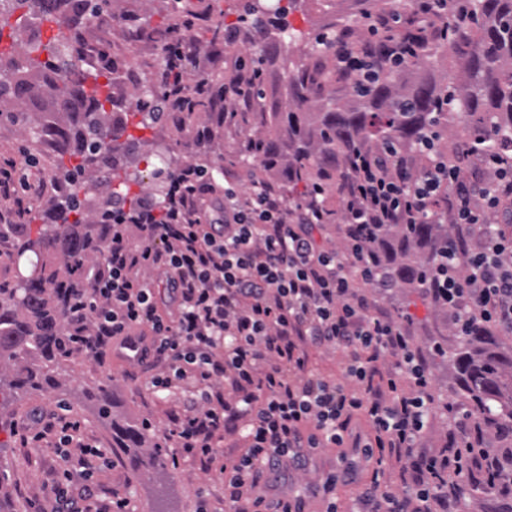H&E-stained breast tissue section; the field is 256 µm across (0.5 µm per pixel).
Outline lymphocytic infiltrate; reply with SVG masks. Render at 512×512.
Returning a JSON list of instances; mask_svg holds the SVG:
<instances>
[{"label": "lymphocytic infiltrate", "mask_w": 512, "mask_h": 512, "mask_svg": "<svg viewBox=\"0 0 512 512\" xmlns=\"http://www.w3.org/2000/svg\"><path fill=\"white\" fill-rule=\"evenodd\" d=\"M412 48L392 39L385 53L336 52L357 81H370ZM252 74L244 57L230 63L223 95L210 104L227 126L251 111ZM481 172L462 174L431 136L410 149L354 153L347 164L344 252L318 240L327 224L317 194L289 204L275 183L249 191L225 182L214 197L212 167L185 165L167 180L162 197L139 194L134 205L106 203L89 248L104 259L86 269L90 288L67 296L65 352L119 351L129 344L155 354L162 370L150 389H179L187 399L172 434L187 457L218 465L228 512H305L298 496H272L271 480L304 468L319 448H359L366 461L404 462L402 493L378 481L364 485L361 512H467L471 468L482 459L497 480L512 457L476 454L452 443L449 453L422 455L434 398L424 357L404 327L370 315L356 281L380 280L371 235L382 224L455 226L438 243L425 279L446 308L455 332L480 324L493 336H512V156L480 134L468 146ZM427 158L414 171L415 156ZM500 216L494 229L488 213ZM156 271L157 279L147 278ZM169 293L159 304L157 283ZM331 346L345 354L344 387L309 370V350ZM395 359L381 371L384 356ZM406 378L411 390L399 387ZM364 420L366 435L352 423ZM245 422L244 445L231 466L219 465L225 437Z\"/></svg>", "instance_id": "lymphocytic-infiltrate-1"}]
</instances>
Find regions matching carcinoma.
<instances>
[{
    "mask_svg": "<svg viewBox=\"0 0 512 512\" xmlns=\"http://www.w3.org/2000/svg\"><path fill=\"white\" fill-rule=\"evenodd\" d=\"M179 2L174 0L172 15L153 28L162 42V84L145 86L135 110L116 117L110 126L104 122L107 107L113 105L109 75L85 74L76 67L85 45L81 34H69L60 28L46 42L31 37L26 53L0 51V98L22 100L27 88L40 84L56 101H65L74 94L85 100L89 111L80 117L81 127L76 133L59 127L52 130V140L60 143L53 159L54 176L75 183L76 191L89 194L118 179L120 195L129 197L131 179L121 176V167L114 161V152L120 149L117 139L130 127H152L161 113L145 111L147 102L168 98L176 91L179 75L168 58L181 28L189 21ZM106 9L107 0H0V22L17 11L22 19L36 16L42 22L56 24L61 16L71 13L98 20ZM442 24L453 33L451 42L467 77L465 84L447 85L432 77L408 76L404 84L397 85L393 75L410 73L423 56L440 50L441 28L419 24L416 36L423 42V54L408 57L399 67L381 71L360 85L351 83L349 75L336 73V93H341L339 84L351 85L352 95L362 101L360 106L338 105L318 113L313 122L303 112H267L261 107L252 113L258 136L253 152H238L232 162L242 166H250L259 158L270 166L278 162V140L262 134L265 127L277 129L288 138L292 150L288 163L291 171L282 190L286 198L300 199L310 188L311 171H324L328 159L338 168L355 147L378 149L389 142L402 148L414 145L423 137L437 100L443 95L448 97V111L438 114L441 132L458 124L488 131L504 154L512 153V0H457ZM307 45L314 66L297 65L290 74L293 97L300 104L308 95L321 91L331 73L333 57V43L324 40L322 33L309 35ZM108 127L112 128L110 142L102 137ZM447 156L461 169L471 162L456 142L448 147ZM437 238H448L446 225L385 226L373 242L374 250L385 255L381 278L425 297L424 277L434 259L429 246ZM17 249L20 256L33 250L37 267L36 275L24 281L18 280L10 287L0 285V365L6 368L0 371L3 399L20 390L54 384L44 364L53 362L60 349L66 330L63 302L72 283L59 278L58 271L46 270L42 256L51 253L59 257L70 276L81 275L80 267L68 265L70 257L88 256L84 234L78 225L65 219L40 225L37 239H27ZM436 353L448 358L455 373L456 395L482 417L487 428H512V353L502 348L497 337L475 325L458 337L453 349L440 347ZM93 396L100 416L111 420L116 447L128 449L131 460L139 466H156V456L139 454L146 442L143 426L112 419L107 386H99Z\"/></svg>",
    "mask_w": 512,
    "mask_h": 512,
    "instance_id": "carcinoma-1",
    "label": "carcinoma"
}]
</instances>
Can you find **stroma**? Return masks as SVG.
<instances>
[{
    "instance_id": "1",
    "label": "stroma",
    "mask_w": 512,
    "mask_h": 512,
    "mask_svg": "<svg viewBox=\"0 0 512 512\" xmlns=\"http://www.w3.org/2000/svg\"><path fill=\"white\" fill-rule=\"evenodd\" d=\"M184 5L199 12L201 18L193 34L196 45L186 63L195 76H227L223 59L212 57L210 27L217 9H224L225 23H234L239 13V0H183ZM171 7V0H112L110 11L102 20L89 25L87 40L108 41L119 69L112 75V90L119 109L134 105L138 88L144 80L159 73L161 47L154 39L145 37L129 42L127 35L132 21L159 20ZM341 14L351 17L354 39L366 36L361 27L358 6L354 0H297L288 20L293 28L317 33L324 31L328 21ZM307 48L299 41L281 42L273 60L265 63L266 103L272 107H287L292 101L288 86V70L306 62ZM211 131L205 140H197L196 129ZM26 128L0 123V154L15 158L20 167L30 168L32 174L44 180V195L32 200L41 223L50 220L55 194L51 160L55 143H27ZM138 142L124 160L129 173L139 174L141 182L136 192H143V183L150 171L145 160L163 149H170L178 165L197 162L208 157L210 162L223 165L229 181L241 190H248L247 168L230 164L229 157L242 144L234 133L225 130L213 112L195 114L187 129H178L175 122L162 119L154 127L137 131ZM360 292L369 303L373 316L385 317L406 326L410 338L425 356L431 375L432 390L438 402L456 398L454 372L447 360L437 357L433 345L437 339H453L448 313L430 300L409 296L406 289L394 287L381 291L372 285H361ZM55 386L18 392L0 405V505L6 512H43L47 494L60 486L71 496H79L86 484L96 488L99 505L113 498L125 497L131 512H195L200 499H207L220 512L224 508V482L216 468L205 467L187 458L173 462L171 449L163 445L164 436L173 427V417L182 410L184 394L174 391L154 395L147 388L150 373L113 354L110 349L98 353H72L60 357L55 365ZM109 383L114 415L134 421H150L146 452L155 453L159 467L145 470L136 467L129 456L116 448L112 426L101 419L88 393L99 383ZM47 418L57 416L78 423V438L101 449L105 458L91 477H84L77 463H65L59 457L56 436L40 443H24L22 436L34 411ZM356 449L338 453L334 448L316 449L306 470H288L280 485L281 491L303 495L308 512H322L324 503L317 490L324 478L341 472L344 459H357Z\"/></svg>"
}]
</instances>
